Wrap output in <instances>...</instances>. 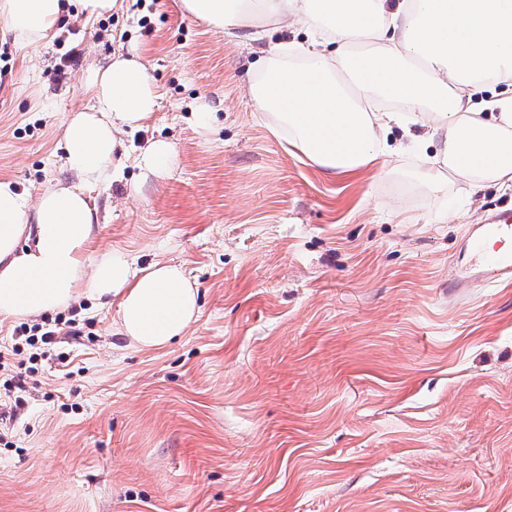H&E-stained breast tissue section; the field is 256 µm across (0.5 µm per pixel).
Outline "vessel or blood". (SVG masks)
I'll list each match as a JSON object with an SVG mask.
<instances>
[{
  "instance_id": "obj_1",
  "label": "vessel or blood",
  "mask_w": 512,
  "mask_h": 512,
  "mask_svg": "<svg viewBox=\"0 0 512 512\" xmlns=\"http://www.w3.org/2000/svg\"><path fill=\"white\" fill-rule=\"evenodd\" d=\"M469 252L472 271L458 277L455 287L465 288L474 281L495 287L512 279V210L494 212L477 225Z\"/></svg>"
}]
</instances>
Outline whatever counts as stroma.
Segmentation results:
<instances>
[{
  "label": "stroma",
  "mask_w": 512,
  "mask_h": 512,
  "mask_svg": "<svg viewBox=\"0 0 512 512\" xmlns=\"http://www.w3.org/2000/svg\"><path fill=\"white\" fill-rule=\"evenodd\" d=\"M305 37L263 15L224 35L181 0H68L49 41L0 36V177L32 198L74 178L59 141L93 67L143 57L156 108L91 194L95 251L182 265L200 307L158 351L116 307L59 310L66 366L0 386V512H512V284L448 293L512 189L432 186L419 152L336 178L290 149L244 87ZM154 140L175 160L147 174Z\"/></svg>",
  "instance_id": "1"
}]
</instances>
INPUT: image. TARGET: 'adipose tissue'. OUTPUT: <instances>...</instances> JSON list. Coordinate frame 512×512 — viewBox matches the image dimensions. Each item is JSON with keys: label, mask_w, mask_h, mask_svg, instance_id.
Listing matches in <instances>:
<instances>
[{"label": "adipose tissue", "mask_w": 512, "mask_h": 512, "mask_svg": "<svg viewBox=\"0 0 512 512\" xmlns=\"http://www.w3.org/2000/svg\"><path fill=\"white\" fill-rule=\"evenodd\" d=\"M216 31L268 14L305 41L271 45L247 89L275 134L334 177L385 169L393 127L410 145L437 140L424 176L472 187L512 188V0H182ZM64 0H0V22L24 44L45 40ZM90 110L67 121L63 150L76 180L47 186L37 201L0 178V316L33 317L89 297L115 305L114 328L135 348L158 350L182 336L199 311L180 266L137 267L119 251L84 255L99 217L89 188L118 175L120 133L148 120L153 77L139 55L95 67ZM405 102L409 120L365 109Z\"/></svg>", "instance_id": "obj_1"}]
</instances>
